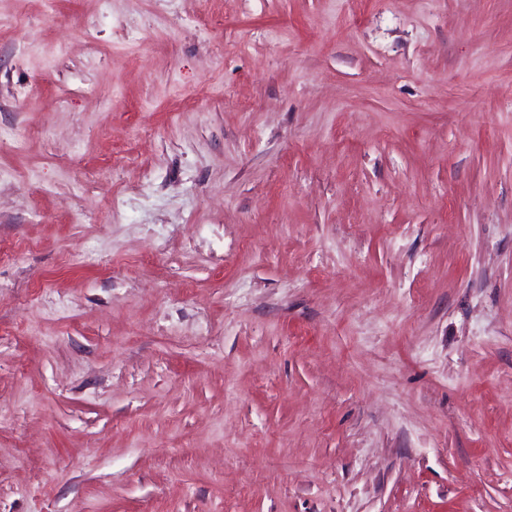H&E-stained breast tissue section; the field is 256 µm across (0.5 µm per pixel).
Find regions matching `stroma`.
Returning a JSON list of instances; mask_svg holds the SVG:
<instances>
[{"mask_svg":"<svg viewBox=\"0 0 512 512\" xmlns=\"http://www.w3.org/2000/svg\"><path fill=\"white\" fill-rule=\"evenodd\" d=\"M0 512H512V0H0Z\"/></svg>","mask_w":512,"mask_h":512,"instance_id":"stroma-1","label":"stroma"}]
</instances>
